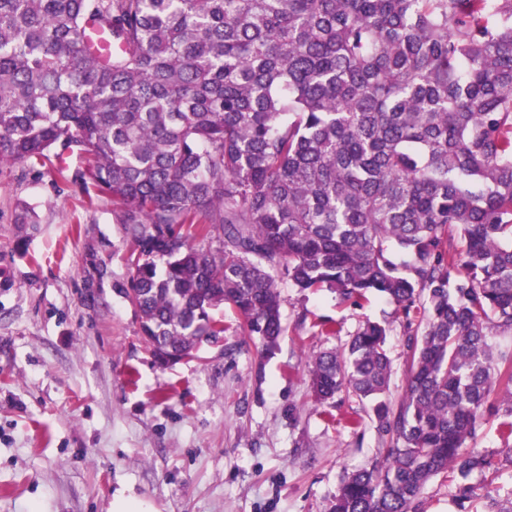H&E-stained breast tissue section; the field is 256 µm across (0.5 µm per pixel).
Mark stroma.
I'll return each instance as SVG.
<instances>
[{"label":"stroma","mask_w":512,"mask_h":512,"mask_svg":"<svg viewBox=\"0 0 512 512\" xmlns=\"http://www.w3.org/2000/svg\"><path fill=\"white\" fill-rule=\"evenodd\" d=\"M71 168L0 162V512H111L125 495L155 512H328L342 476L377 452L374 424L339 395L315 403L306 363L387 321L389 397L406 385L393 304L281 283L285 331L271 353L235 332L173 366L155 364L130 288L129 235L109 198L83 203ZM32 221L20 223L22 211ZM341 323L322 335L318 319ZM472 447L494 453L485 483L512 492V450L494 422Z\"/></svg>","instance_id":"stroma-1"}]
</instances>
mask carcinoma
I'll list each match as a JSON object with an SVG mask.
<instances>
[{
    "instance_id": "1",
    "label": "carcinoma",
    "mask_w": 512,
    "mask_h": 512,
    "mask_svg": "<svg viewBox=\"0 0 512 512\" xmlns=\"http://www.w3.org/2000/svg\"><path fill=\"white\" fill-rule=\"evenodd\" d=\"M89 27L117 50L98 58ZM79 162L132 242L152 355L227 330L271 350L279 283L370 295L403 315L408 376L388 398L389 323L312 359L315 402L362 401L380 448L329 512H424L441 475L470 512L512 447V0H0V161ZM473 448H480L494 453L495 460L499 463V469L491 471L485 484L492 495L506 498L512 490V451L504 448L496 430V424L489 420L477 432L475 438L469 442Z\"/></svg>"
}]
</instances>
